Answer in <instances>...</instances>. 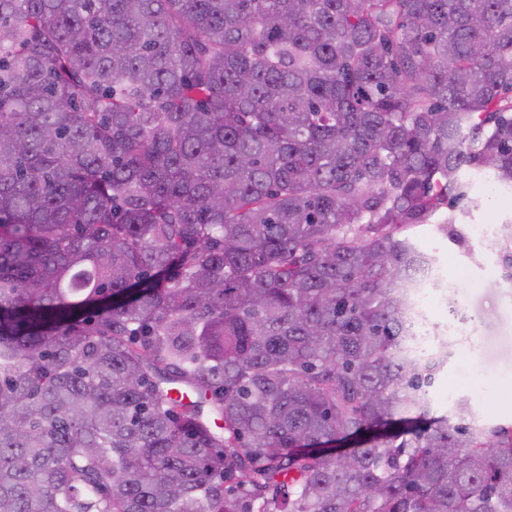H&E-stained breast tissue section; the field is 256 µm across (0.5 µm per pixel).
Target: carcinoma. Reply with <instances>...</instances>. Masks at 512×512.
<instances>
[{
	"label": "carcinoma",
	"mask_w": 512,
	"mask_h": 512,
	"mask_svg": "<svg viewBox=\"0 0 512 512\" xmlns=\"http://www.w3.org/2000/svg\"><path fill=\"white\" fill-rule=\"evenodd\" d=\"M466 173L512 0H0V512H512L413 348Z\"/></svg>",
	"instance_id": "carcinoma-1"
}]
</instances>
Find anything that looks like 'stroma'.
I'll return each mask as SVG.
<instances>
[{"label":"stroma","mask_w":512,"mask_h":512,"mask_svg":"<svg viewBox=\"0 0 512 512\" xmlns=\"http://www.w3.org/2000/svg\"><path fill=\"white\" fill-rule=\"evenodd\" d=\"M455 212L467 233L457 245L427 221L413 232L416 245L436 259L424 305L422 342L448 339V361L426 385L431 416L452 415L468 400L475 424L512 426V246L497 231L512 220V193L487 192L481 179L468 180Z\"/></svg>","instance_id":"35a3bbf8"}]
</instances>
